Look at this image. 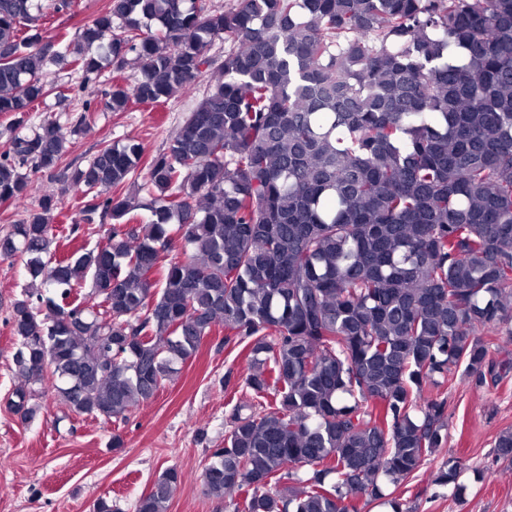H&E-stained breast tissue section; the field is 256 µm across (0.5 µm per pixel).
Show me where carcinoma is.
<instances>
[{"label": "carcinoma", "instance_id": "obj_1", "mask_svg": "<svg viewBox=\"0 0 512 512\" xmlns=\"http://www.w3.org/2000/svg\"><path fill=\"white\" fill-rule=\"evenodd\" d=\"M39 17L38 0H0L15 129L57 89L48 63L72 56V93L97 78L95 47L118 72L140 65L105 92L114 112L219 77L142 181L138 144L73 170L72 232L112 224L62 260L55 193L29 177L59 167L61 127L0 154L1 204L40 192L0 236L31 279L11 314L19 375L116 423L222 326L256 403L211 450L206 495L228 512H411L395 489L445 443L438 391L454 368L485 376L483 336H512V0H108L75 43L44 39ZM87 280L92 306L74 298ZM32 399L19 388L9 407L28 421ZM495 448L511 467L512 429ZM460 475L450 457L434 483L456 498ZM180 479L163 471L135 512H167Z\"/></svg>", "mask_w": 512, "mask_h": 512}]
</instances>
